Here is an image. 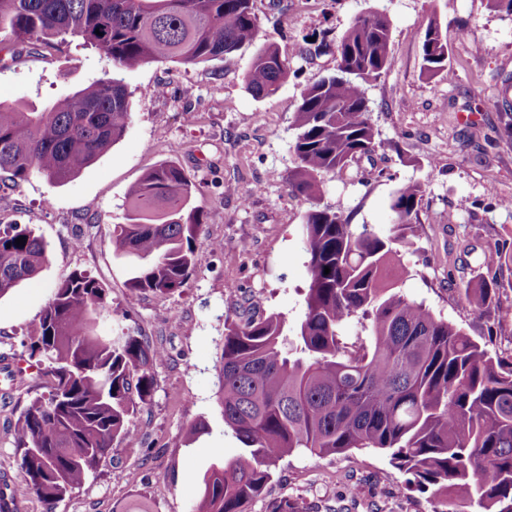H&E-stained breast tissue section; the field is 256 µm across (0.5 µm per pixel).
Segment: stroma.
I'll list each match as a JSON object with an SVG mask.
<instances>
[{"mask_svg":"<svg viewBox=\"0 0 512 512\" xmlns=\"http://www.w3.org/2000/svg\"><path fill=\"white\" fill-rule=\"evenodd\" d=\"M255 43L197 64L144 63L123 70L131 101L125 136L68 182L35 175L12 188L0 173V225L31 228L48 261L33 280L0 297V368L28 363L22 340L74 272L109 289L112 314L98 332H132L164 351L152 371L154 391L134 416L132 434L83 485L56 502L28 487L18 466L14 424L44 380L25 375L0 382V482L9 481L21 512H123L146 501L151 512H193L203 477L241 445L225 427L218 403L219 361L229 319L283 314L300 322L308 288L301 226L311 201L294 196V114L305 86L336 69L334 44L352 20L379 11L391 21L387 73L368 89L372 120L383 146L327 176L322 203L353 224L388 232L389 200L407 182L423 187L413 246L403 249L401 292L462 328L503 358L512 357V131L497 108L502 78L512 73V14L488 0H254ZM438 16L451 49L452 75L427 76L422 38ZM469 23L470 38L458 35ZM328 46L317 49L315 41ZM276 44L292 73L273 96L246 86L259 45ZM102 51L74 41L0 56V99L42 108L90 82L111 76ZM168 160L196 184L202 213L194 247L197 264L185 285L167 296L147 292L128 303L133 263L116 255L111 225L124 223L128 196L145 172ZM81 247H74V239ZM500 286L483 307L463 290L480 278ZM207 428L195 438L196 422ZM291 498L310 512H434L431 493L410 489L387 452L354 449L318 456L300 451L280 461L263 494L244 512H270Z\"/></svg>","mask_w":512,"mask_h":512,"instance_id":"obj_1","label":"stroma"}]
</instances>
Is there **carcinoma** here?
I'll return each instance as SVG.
<instances>
[{
  "instance_id": "obj_1",
  "label": "carcinoma",
  "mask_w": 512,
  "mask_h": 512,
  "mask_svg": "<svg viewBox=\"0 0 512 512\" xmlns=\"http://www.w3.org/2000/svg\"><path fill=\"white\" fill-rule=\"evenodd\" d=\"M390 34L386 15L356 17L336 43V72L302 92L288 184L313 202L302 224L305 313L294 327L280 313L225 322L219 404L243 448L210 466L195 512H244L276 464L301 448L316 455L385 450L410 475L411 488L432 491L435 512H512V361L397 288L400 249L414 244L422 185L393 192L387 235L320 206L324 176L382 147L367 86L390 66ZM256 36L253 0H0V51L13 57L71 38L102 50L117 69L191 64L221 58ZM422 59L431 77L451 73L435 18ZM289 74L288 59L267 44L247 89L256 98L272 95ZM130 117L117 77L41 111L0 100V172L15 188L35 174L65 183L124 137ZM195 192L170 161L133 188L126 223L112 225L111 236L116 252L137 261L128 301L146 291L166 296L186 283L203 224L192 206ZM46 262V244L32 229L0 226V297ZM494 286L483 279L465 288L464 298L481 307ZM111 311L108 288L80 271L56 288L28 334L29 358L49 384L21 412L14 435L26 482L45 501L81 486L152 395V365L163 350L129 332L99 335L98 317ZM354 319L369 344L351 353L341 328Z\"/></svg>"
}]
</instances>
